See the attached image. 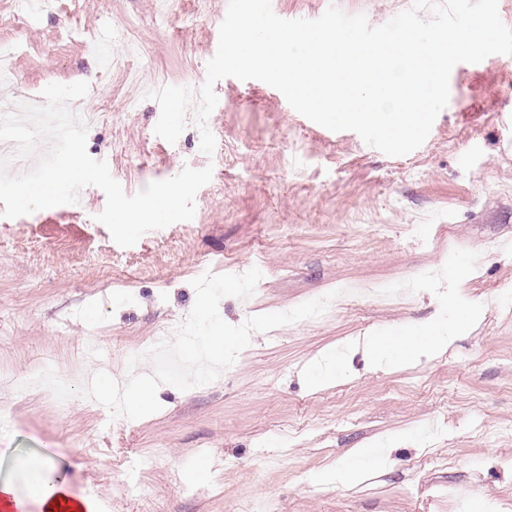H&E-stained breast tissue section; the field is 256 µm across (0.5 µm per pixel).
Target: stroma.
I'll return each instance as SVG.
<instances>
[{"instance_id": "35a3bbf8", "label": "stroma", "mask_w": 512, "mask_h": 512, "mask_svg": "<svg viewBox=\"0 0 512 512\" xmlns=\"http://www.w3.org/2000/svg\"><path fill=\"white\" fill-rule=\"evenodd\" d=\"M223 2L57 0L30 13L0 0L17 75L0 108L85 81L87 151L126 194L213 169L192 220L126 248L97 221L106 197L93 186L78 206L0 216V482L39 464L108 512H512V56L456 65L450 104L403 156L310 121L264 82L225 78L207 155L195 123L176 143L158 137L145 94L204 83ZM253 267L254 294L219 304L229 324L349 286L419 287L405 305L336 299L322 319L253 333L215 381L160 385V410L141 419L23 389L46 354L76 385L97 370L122 378L130 353L189 314L194 278ZM453 306L476 316L441 354L380 363L353 348L404 341ZM342 355L345 375L318 380ZM344 466L362 481H325ZM455 483L474 496L450 498Z\"/></svg>"}]
</instances>
